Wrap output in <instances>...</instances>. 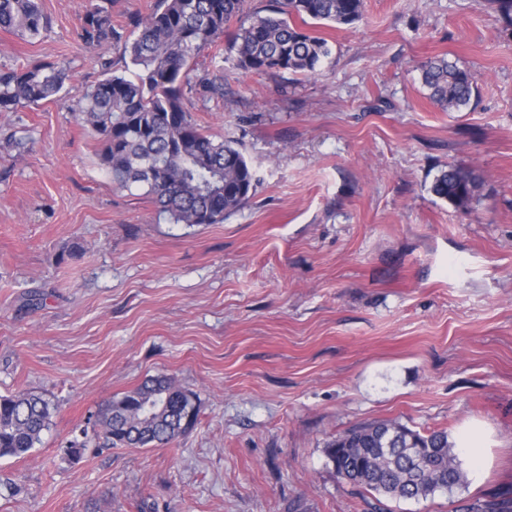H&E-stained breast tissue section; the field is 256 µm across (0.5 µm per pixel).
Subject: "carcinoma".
<instances>
[{
  "instance_id": "cac0c4a2",
  "label": "carcinoma",
  "mask_w": 512,
  "mask_h": 512,
  "mask_svg": "<svg viewBox=\"0 0 512 512\" xmlns=\"http://www.w3.org/2000/svg\"><path fill=\"white\" fill-rule=\"evenodd\" d=\"M245 0H161L145 17L131 18L139 33L125 42L134 77L111 76L86 91L77 112L99 141L101 166L120 188L145 189L159 213L174 224H222L249 200L256 176L230 140L206 132L183 104L188 72L202 50L216 42L237 19L228 49L236 66L257 73H313L331 55L326 39L290 18L349 25L362 15L363 0H275L267 14L242 18ZM512 27V0H482ZM49 27L38 0H0V29L33 41ZM88 45L122 41L123 27L112 14L93 7L82 18ZM68 78L60 64L0 67V112L36 106L58 95ZM430 99L447 112L470 105L475 92L469 70L444 58L422 67ZM483 180L470 170L448 165L431 192L456 208L474 198ZM54 407L28 392L0 395V457L26 456L49 429ZM193 396L174 381L151 377L114 397L70 441L77 455L93 435L111 447L168 444L195 424ZM325 454L336 475L359 490L391 498L418 499L438 490L453 491L463 472L448 433L422 435L390 421L353 427L327 443ZM464 512H512V500L473 503Z\"/></svg>"
}]
</instances>
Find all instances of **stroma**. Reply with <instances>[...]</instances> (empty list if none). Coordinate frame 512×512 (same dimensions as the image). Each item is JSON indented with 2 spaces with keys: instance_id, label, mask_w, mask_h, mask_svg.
<instances>
[{
  "instance_id": "obj_1",
  "label": "stroma",
  "mask_w": 512,
  "mask_h": 512,
  "mask_svg": "<svg viewBox=\"0 0 512 512\" xmlns=\"http://www.w3.org/2000/svg\"><path fill=\"white\" fill-rule=\"evenodd\" d=\"M35 43L0 31V65L65 63V101L0 112V395L55 408L0 458V512H455L512 494V29L478 0H364L311 25L312 74L249 72L220 37L184 107L234 141L259 182L220 224H173L112 183L69 101L131 76L124 45L80 38L158 0H40ZM471 71L462 112L421 66ZM221 77L223 96L203 92ZM484 180L469 209L434 196L448 165ZM80 259H72L73 251ZM165 375L198 417L165 446L67 443L108 399ZM456 440L484 424L485 472L426 499L358 493L326 457L362 423ZM81 39L88 45L105 40L122 41L123 27L112 22L111 13L103 7H93L82 18Z\"/></svg>"
}]
</instances>
